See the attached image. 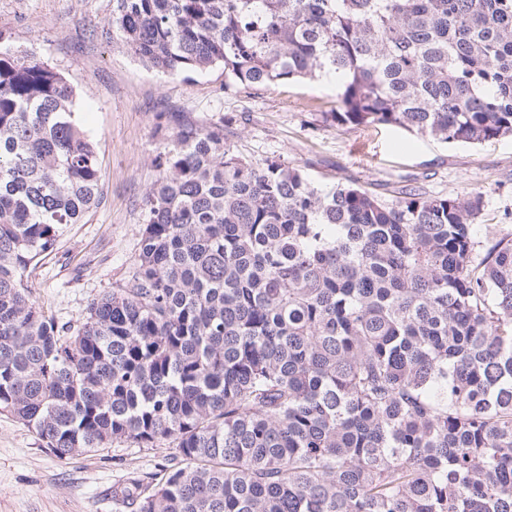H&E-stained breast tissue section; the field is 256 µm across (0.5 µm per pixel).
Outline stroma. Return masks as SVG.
Returning a JSON list of instances; mask_svg holds the SVG:
<instances>
[{"label":"stroma","instance_id":"1","mask_svg":"<svg viewBox=\"0 0 512 512\" xmlns=\"http://www.w3.org/2000/svg\"><path fill=\"white\" fill-rule=\"evenodd\" d=\"M0 48L66 77L98 152L101 205L69 226L30 278L32 299L59 322L82 318L135 266L145 195L160 177L154 159L166 143L162 112L223 121L243 154L284 158L324 185L352 178L388 201L403 187L434 196L480 189L477 240L487 248L512 234V135L471 146L398 126L340 132L324 119L337 92L325 78L225 94L223 67L170 75L145 66L113 27L112 0H0ZM174 455L125 442L61 460L31 428L0 414V512H130L113 488L159 472Z\"/></svg>","mask_w":512,"mask_h":512}]
</instances>
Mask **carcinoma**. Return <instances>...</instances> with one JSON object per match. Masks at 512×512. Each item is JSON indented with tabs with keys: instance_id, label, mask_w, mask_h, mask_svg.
<instances>
[{
	"instance_id": "obj_1",
	"label": "carcinoma",
	"mask_w": 512,
	"mask_h": 512,
	"mask_svg": "<svg viewBox=\"0 0 512 512\" xmlns=\"http://www.w3.org/2000/svg\"><path fill=\"white\" fill-rule=\"evenodd\" d=\"M172 75L325 77L338 130L512 134V0H112ZM54 68L0 49V414L59 459L176 449L133 512H512V236L482 193L389 203L176 117L122 284L59 323L28 273L102 201Z\"/></svg>"
}]
</instances>
